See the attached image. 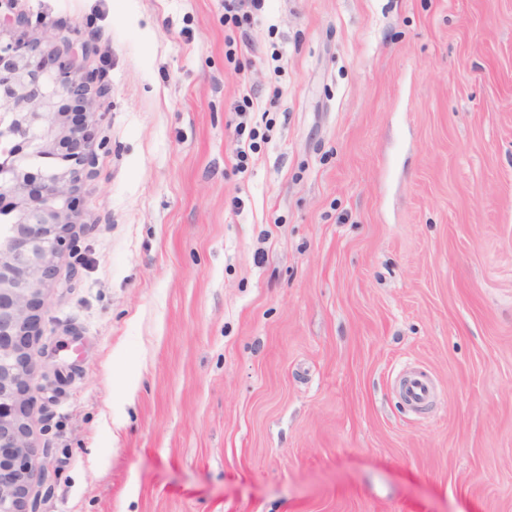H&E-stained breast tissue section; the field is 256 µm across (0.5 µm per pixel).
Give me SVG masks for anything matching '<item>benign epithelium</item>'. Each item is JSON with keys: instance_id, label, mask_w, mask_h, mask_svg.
<instances>
[{"instance_id": "7a95c632", "label": "benign epithelium", "mask_w": 512, "mask_h": 512, "mask_svg": "<svg viewBox=\"0 0 512 512\" xmlns=\"http://www.w3.org/2000/svg\"><path fill=\"white\" fill-rule=\"evenodd\" d=\"M70 34L59 27L43 41L6 40L0 29V114L13 117L19 145L40 141L44 159L34 172L18 151L0 167V206L13 216L0 243V512H37L34 491L52 478L31 441L34 340L44 296L73 249L76 193L92 159L88 125L74 115L108 92L75 56L63 60L47 48Z\"/></svg>"}]
</instances>
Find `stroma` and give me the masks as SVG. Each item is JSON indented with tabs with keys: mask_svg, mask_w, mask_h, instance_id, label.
<instances>
[{
	"mask_svg": "<svg viewBox=\"0 0 512 512\" xmlns=\"http://www.w3.org/2000/svg\"><path fill=\"white\" fill-rule=\"evenodd\" d=\"M13 11L110 88L34 345L38 512H512V0H265L248 46L224 0ZM410 368L405 369L401 377L402 389L408 403L413 406H422L426 404L431 395V385L427 377L423 374L412 373Z\"/></svg>",
	"mask_w": 512,
	"mask_h": 512,
	"instance_id": "stroma-1",
	"label": "stroma"
}]
</instances>
